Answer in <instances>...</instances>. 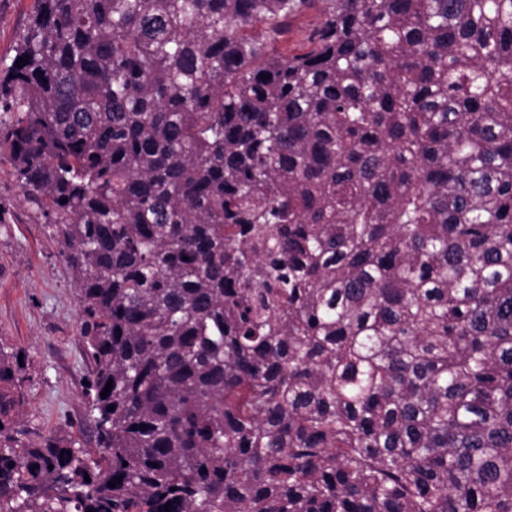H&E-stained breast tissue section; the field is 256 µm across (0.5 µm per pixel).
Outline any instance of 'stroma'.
<instances>
[{
	"mask_svg": "<svg viewBox=\"0 0 512 512\" xmlns=\"http://www.w3.org/2000/svg\"><path fill=\"white\" fill-rule=\"evenodd\" d=\"M35 8V0H0V75L10 66ZM322 19L318 0L290 16L277 52L306 51V36ZM0 343L24 349L28 356L23 427L80 439L86 370L75 286L44 219L25 207L5 157L0 158Z\"/></svg>",
	"mask_w": 512,
	"mask_h": 512,
	"instance_id": "35a3bbf8",
	"label": "stroma"
}]
</instances>
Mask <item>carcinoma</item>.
<instances>
[{
  "label": "carcinoma",
  "mask_w": 512,
  "mask_h": 512,
  "mask_svg": "<svg viewBox=\"0 0 512 512\" xmlns=\"http://www.w3.org/2000/svg\"><path fill=\"white\" fill-rule=\"evenodd\" d=\"M36 2L0 146L95 449L1 346L0 512H512V0H322L291 57L314 0ZM323 19V4L315 2L300 13L288 17V29L276 44L279 54L288 56L307 50V33Z\"/></svg>",
  "instance_id": "carcinoma-1"
}]
</instances>
